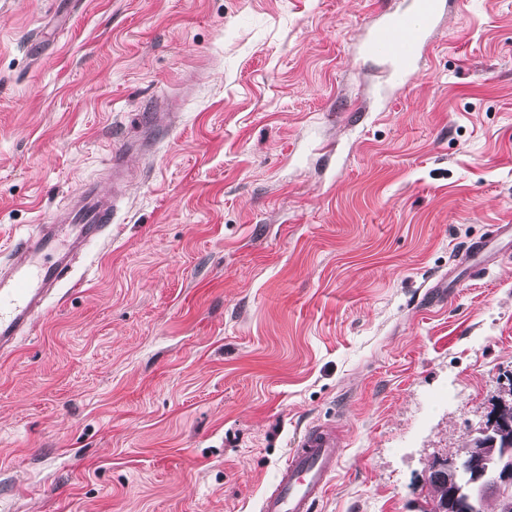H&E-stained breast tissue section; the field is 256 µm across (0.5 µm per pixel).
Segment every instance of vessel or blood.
Listing matches in <instances>:
<instances>
[{
	"label": "vessel or blood",
	"mask_w": 512,
	"mask_h": 512,
	"mask_svg": "<svg viewBox=\"0 0 512 512\" xmlns=\"http://www.w3.org/2000/svg\"><path fill=\"white\" fill-rule=\"evenodd\" d=\"M450 7V0H383L354 50L382 65L387 76L384 101L402 95ZM114 211V201L90 185L52 223L36 225L23 239L24 260L0 270L1 354L30 334L51 294L69 276L74 256L103 236ZM63 232L69 238L64 248L59 245ZM339 445L335 427H309L290 449L272 490L261 498L259 512H313L337 471Z\"/></svg>",
	"instance_id": "obj_1"
}]
</instances>
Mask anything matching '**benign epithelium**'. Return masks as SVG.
Returning a JSON list of instances; mask_svg holds the SVG:
<instances>
[{"mask_svg":"<svg viewBox=\"0 0 512 512\" xmlns=\"http://www.w3.org/2000/svg\"><path fill=\"white\" fill-rule=\"evenodd\" d=\"M508 400L499 403L496 412L471 435L465 454L448 458L436 466L446 473L448 493L437 503L436 512L459 507V466L465 463L473 473V487L467 501H482L489 496L500 500L512 498V419L503 415Z\"/></svg>","mask_w":512,"mask_h":512,"instance_id":"1","label":"benign epithelium"}]
</instances>
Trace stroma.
I'll return each mask as SVG.
<instances>
[{
    "instance_id": "35a3bbf8",
    "label": "stroma",
    "mask_w": 512,
    "mask_h": 512,
    "mask_svg": "<svg viewBox=\"0 0 512 512\" xmlns=\"http://www.w3.org/2000/svg\"><path fill=\"white\" fill-rule=\"evenodd\" d=\"M376 0H0V262L89 181L111 228L0 355V512H426L512 391V0H457L386 111ZM127 174L113 183L112 153ZM338 447L335 426L309 427L278 469L274 487L260 500L259 512H313L337 471Z\"/></svg>"
}]
</instances>
